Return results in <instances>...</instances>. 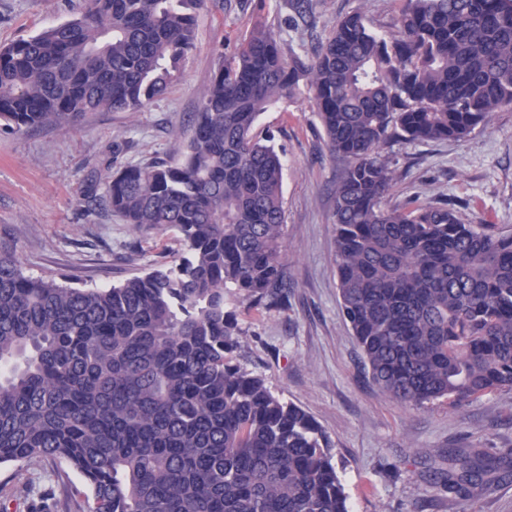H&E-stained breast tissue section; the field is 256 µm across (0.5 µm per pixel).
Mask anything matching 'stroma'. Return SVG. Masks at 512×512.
<instances>
[{"label": "stroma", "instance_id": "obj_1", "mask_svg": "<svg viewBox=\"0 0 512 512\" xmlns=\"http://www.w3.org/2000/svg\"><path fill=\"white\" fill-rule=\"evenodd\" d=\"M78 0H0V43L68 18ZM402 0H312L311 23L294 24L290 0H206L195 47L167 93L135 112H101L76 127L0 128V244L27 275L68 276L85 287L125 280L171 262L182 245L169 230L135 232L103 202L109 171L153 158L178 159L218 54H231L256 20L281 28L295 50L327 37L358 11L378 33L390 30ZM258 137H272L285 160V306L234 305L242 332L235 353L285 401L309 413L331 444L351 512H512V391L458 407H408L369 382L362 352L339 303L334 189L343 168L326 146L306 99L263 113ZM389 206L410 200L453 203L466 224L512 231V107L493 112L466 139L394 144ZM503 452L509 474L492 491L458 497L436 483L448 452ZM15 512H89L91 494L61 460L0 466V499Z\"/></svg>", "mask_w": 512, "mask_h": 512}]
</instances>
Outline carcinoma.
Segmentation results:
<instances>
[{
  "label": "carcinoma",
  "mask_w": 512,
  "mask_h": 512,
  "mask_svg": "<svg viewBox=\"0 0 512 512\" xmlns=\"http://www.w3.org/2000/svg\"><path fill=\"white\" fill-rule=\"evenodd\" d=\"M205 0H82L0 45V125L14 132L140 110L195 46ZM258 20L219 55L176 164L126 166L105 202L184 247L100 288L24 273L0 248V465L61 459L90 512H351L329 440L301 407L233 362L229 305L288 298L285 165L254 133L310 99L334 156L340 304L372 382L405 406L512 390V233L447 204H384L392 142L463 140L512 106V0H403L393 29L341 18L312 57ZM450 493L491 490L500 459L449 454Z\"/></svg>",
  "instance_id": "1"
}]
</instances>
